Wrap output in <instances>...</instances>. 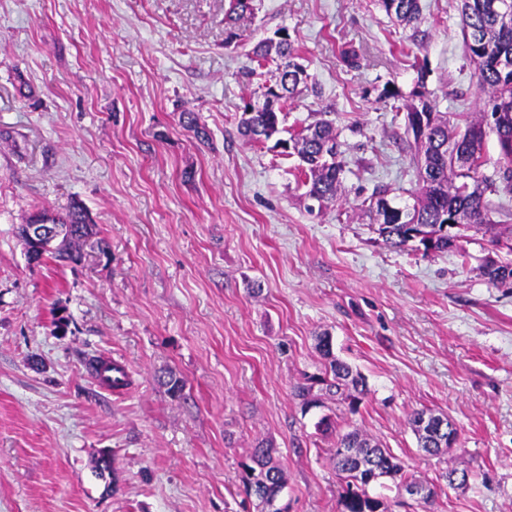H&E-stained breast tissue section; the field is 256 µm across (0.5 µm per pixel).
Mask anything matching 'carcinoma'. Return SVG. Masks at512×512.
Returning <instances> with one entry per match:
<instances>
[{
	"label": "carcinoma",
	"instance_id": "cac0c4a2",
	"mask_svg": "<svg viewBox=\"0 0 512 512\" xmlns=\"http://www.w3.org/2000/svg\"><path fill=\"white\" fill-rule=\"evenodd\" d=\"M255 0H229L224 14L227 38L244 36V22L254 16ZM386 17L400 25L418 29L422 20L421 0H378ZM461 33L465 58L474 67L479 86L484 92L482 107L475 113L458 112L451 117L439 112L432 104L430 92L415 94L418 102L398 104L404 110L405 133L413 137L408 142L417 189L411 193L414 203L403 206L406 221L400 222L386 207L390 190L378 187L369 198L368 213L384 244L401 250L409 246L410 233L430 241L425 249L434 252H465L460 244L463 235L443 231L445 224H478L491 234L495 247L504 245L512 252V0H458ZM280 39L266 38L253 47L257 66L241 71L239 78L247 85L258 83L261 95L272 96L273 108L266 102H247L239 119L241 134L250 140L274 141V147L298 158V169L308 186L306 197L323 206L336 201L342 192V173L345 161L339 151L338 133L327 120H317L299 131L280 137L283 106L301 93L300 85L307 84L308 75L301 64L295 40L288 29ZM276 65L278 76L274 83L261 82L259 69L266 63ZM497 139L499 154L494 174H485L488 159L484 151L489 134ZM501 201L495 203L490 196ZM31 224H59L63 235L57 243L39 250L29 238ZM25 242L27 255L34 262L47 252L58 262L78 264L82 261L83 245L96 235L87 211L78 203L63 213L42 209L18 227ZM488 282L498 285L512 281V263H502L488 257L480 267ZM318 349L325 360L322 391L330 399L348 405L350 411L368 394L365 377L333 353L329 335L318 337ZM294 396L303 406L320 404L312 395V387L300 383ZM426 410L412 413L410 424L418 447L424 452L440 454L439 437L421 426ZM253 465L242 472L241 480L247 495L255 496L261 512H280V499L286 483L283 471L273 461L272 450L259 445L253 450ZM333 460L340 479L345 484L337 503L338 512H388L382 499L368 493L370 484L382 478L392 480L395 487L413 480L405 467L387 449L380 447L368 435L354 430L336 435Z\"/></svg>",
	"mask_w": 512,
	"mask_h": 512
}]
</instances>
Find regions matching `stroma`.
I'll return each mask as SVG.
<instances>
[{
  "mask_svg": "<svg viewBox=\"0 0 512 512\" xmlns=\"http://www.w3.org/2000/svg\"><path fill=\"white\" fill-rule=\"evenodd\" d=\"M421 3L412 30L377 0H256L229 44L228 0H0V512H259L240 475L261 442L288 512H337L331 450L355 428L437 491L399 505L371 486L389 512H512V284L481 276L482 230L462 257L399 252L361 210L376 187L401 206L415 188L386 86L410 97L421 64L438 111L482 104L457 0ZM281 27L316 87L283 126L332 121L347 161L318 214L296 159L238 130L254 92L238 73ZM345 44L360 68L341 63ZM75 201L108 254L29 261L19 225ZM324 333L366 378L357 412L293 395L322 374ZM101 355L126 366L125 391L94 381ZM416 409L450 416L457 444L420 451ZM325 415L336 434L317 431ZM454 468L475 481L449 488Z\"/></svg>",
  "mask_w": 512,
  "mask_h": 512,
  "instance_id": "1",
  "label": "stroma"
}]
</instances>
